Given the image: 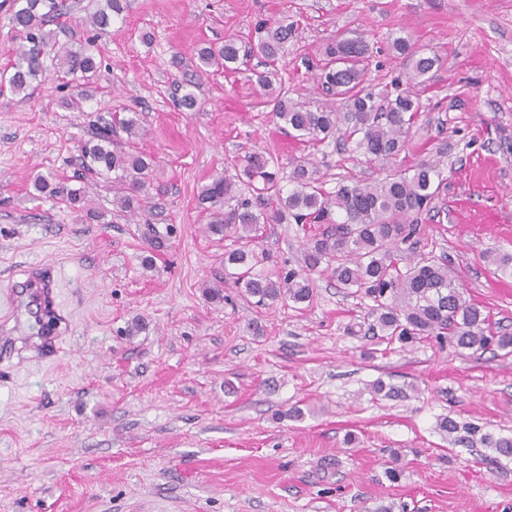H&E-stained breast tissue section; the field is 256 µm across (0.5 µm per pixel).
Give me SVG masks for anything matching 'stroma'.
Instances as JSON below:
<instances>
[{
  "instance_id": "35a3bbf8",
  "label": "stroma",
  "mask_w": 512,
  "mask_h": 512,
  "mask_svg": "<svg viewBox=\"0 0 512 512\" xmlns=\"http://www.w3.org/2000/svg\"><path fill=\"white\" fill-rule=\"evenodd\" d=\"M59 42L91 43V80L48 73L28 94L0 93V329L10 284L50 266L55 345L0 360V512H512V461L448 443L451 416L512 434V356L460 355L428 340L407 349L368 335L367 303L315 278L303 305L262 306L227 289L224 246L199 198L246 152L278 156L281 177L314 161L327 190L382 177L348 148L288 138L262 103L256 62L198 69L197 53L261 20L295 25L282 76L291 98L332 107L311 68L323 45L364 40L368 78L405 79L393 37L437 53L401 170L441 158L447 179L422 253L448 260L465 295L512 333V0H127L107 31L80 24L93 0H67ZM193 83L196 110L178 107ZM82 98V111L69 103ZM137 115L155 176L147 217L112 205L109 179L78 177L101 122ZM83 189L76 205L35 176ZM303 232L267 225L271 265H296ZM144 328L125 335L133 320ZM417 386L373 399L376 379ZM303 420L288 416L293 406ZM401 472L398 480L387 468Z\"/></svg>"
}]
</instances>
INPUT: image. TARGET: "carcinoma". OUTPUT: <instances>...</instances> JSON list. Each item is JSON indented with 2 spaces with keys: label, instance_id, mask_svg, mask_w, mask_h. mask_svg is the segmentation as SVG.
Segmentation results:
<instances>
[{
  "label": "carcinoma",
  "instance_id": "1",
  "mask_svg": "<svg viewBox=\"0 0 512 512\" xmlns=\"http://www.w3.org/2000/svg\"><path fill=\"white\" fill-rule=\"evenodd\" d=\"M124 9V0H104L83 22L105 31ZM62 15L61 0H14L9 23L20 42L11 69L0 72L1 88L14 94L26 92L45 72L44 51L49 45L55 48L58 69L79 72L87 80L95 75L96 58L87 47L75 50L52 42L54 32L47 26ZM295 37L291 24L263 22L255 28L254 39L242 47L229 38L221 46L201 48L200 68L232 71L256 56L264 65V71L256 74L264 105L290 136L314 145L338 140L350 143L373 166H382L406 151L421 110L417 88L428 82L438 57L414 47L405 37L393 38L392 49L409 68L408 77L404 83L395 81L377 91L368 83L367 45L332 39L323 47L315 78L323 91L336 96L338 106L314 111L289 98L285 86L274 88L281 72V51ZM118 128L130 144L140 135L141 125L132 115L118 121L116 128L110 123L98 127L82 147L81 176L115 173L113 205L122 212L142 211L152 164L112 139ZM278 166L271 153L250 152L239 174L218 175L201 192V200L211 208L207 230L234 243V248L224 251V285L267 306L303 304L313 296L311 275L328 272L337 287L369 301L367 332L374 338L406 348L434 337L473 354L494 348L504 357L512 355V334L498 331L488 312L465 297L448 262L423 256L399 265L404 254L416 252L419 219L433 209L446 187L440 161L423 160L369 182L339 183L331 192L324 188L320 169L306 161L294 165L288 175L292 189L286 191L280 185ZM240 178L251 188V196L238 194ZM33 186L42 192L48 183L38 179ZM50 193L72 204L79 201V193L65 185ZM290 221L316 225L318 232L302 241L297 266L272 270L269 254L259 245L265 225ZM371 392L387 398L406 397L404 388L382 380L372 385ZM437 427L455 445L489 448L495 462L512 460L511 435L495 436L482 425L460 423L449 416L437 422Z\"/></svg>",
  "mask_w": 512,
  "mask_h": 512
}]
</instances>
